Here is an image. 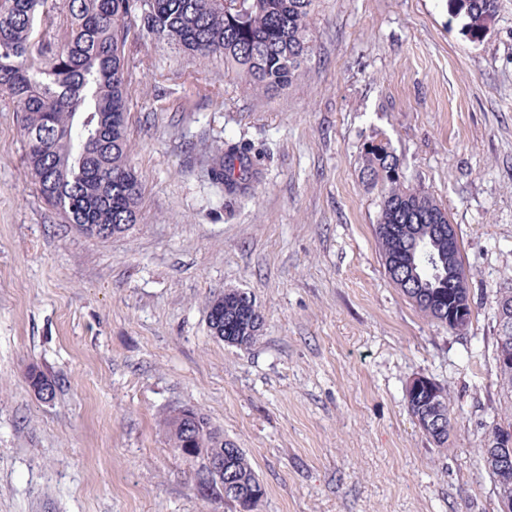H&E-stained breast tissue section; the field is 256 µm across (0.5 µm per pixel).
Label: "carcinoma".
Wrapping results in <instances>:
<instances>
[{"label":"carcinoma","mask_w":512,"mask_h":512,"mask_svg":"<svg viewBox=\"0 0 512 512\" xmlns=\"http://www.w3.org/2000/svg\"><path fill=\"white\" fill-rule=\"evenodd\" d=\"M48 0H0V94L21 115L24 163L42 197L76 232L107 241L131 234L138 219L141 179L130 161L125 46L133 27L202 59L220 57L224 68L263 91L289 88L314 50L312 21L319 0H64L62 18ZM467 8L492 16L498 0H468ZM205 177L227 195L247 189L250 163L240 148H203ZM361 179L375 189L374 233L391 283L430 320L461 333L472 322L463 259L448 253V211L428 191L405 185L400 158L375 140L363 145ZM456 288H448V273ZM224 311L227 344L248 347L264 317L251 294L231 289L208 305ZM499 386L512 395V364L494 356ZM29 387L55 384L31 365ZM416 421L427 412L441 430L425 435L448 446L454 420L448 390L406 394ZM164 418L172 448H206L224 457V502L254 506L265 495L243 449L195 408Z\"/></svg>","instance_id":"carcinoma-1"}]
</instances>
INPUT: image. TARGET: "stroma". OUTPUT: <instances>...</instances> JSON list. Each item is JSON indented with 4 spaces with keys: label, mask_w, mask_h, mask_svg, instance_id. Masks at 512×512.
Segmentation results:
<instances>
[{
    "label": "stroma",
    "mask_w": 512,
    "mask_h": 512,
    "mask_svg": "<svg viewBox=\"0 0 512 512\" xmlns=\"http://www.w3.org/2000/svg\"><path fill=\"white\" fill-rule=\"evenodd\" d=\"M315 50L255 93L139 28L126 43L136 229H71L23 163L0 95V512H239L202 496L161 426L205 413L266 493L251 512H498L479 462L512 410L494 361L512 288V0L475 32L453 0H320ZM388 139L408 185L456 228L473 317L459 335L391 284L362 148ZM245 146L255 178L220 196L189 142ZM249 292L258 341L211 335L208 304ZM56 385L38 400L26 371ZM459 417L437 448L409 414L417 376Z\"/></svg>",
    "instance_id": "stroma-1"
}]
</instances>
